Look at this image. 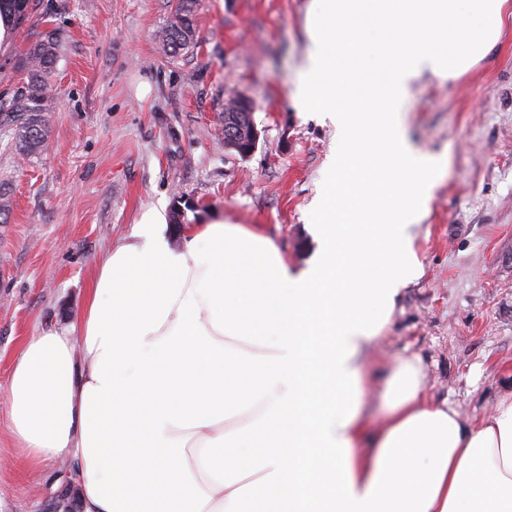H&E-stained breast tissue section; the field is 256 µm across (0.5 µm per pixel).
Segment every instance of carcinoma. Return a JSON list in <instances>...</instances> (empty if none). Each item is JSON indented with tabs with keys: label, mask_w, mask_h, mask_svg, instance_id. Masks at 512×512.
Masks as SVG:
<instances>
[{
	"label": "carcinoma",
	"mask_w": 512,
	"mask_h": 512,
	"mask_svg": "<svg viewBox=\"0 0 512 512\" xmlns=\"http://www.w3.org/2000/svg\"><path fill=\"white\" fill-rule=\"evenodd\" d=\"M194 37L190 0H178L174 20L162 32V40L176 52L188 48ZM56 57L55 44L48 41L35 46L30 52L28 72L31 90L0 113V126L12 130L13 144L20 155L29 156L45 144L47 112L53 92L51 75Z\"/></svg>",
	"instance_id": "carcinoma-1"
}]
</instances>
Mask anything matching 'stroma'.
Instances as JSON below:
<instances>
[{
	"mask_svg": "<svg viewBox=\"0 0 512 512\" xmlns=\"http://www.w3.org/2000/svg\"><path fill=\"white\" fill-rule=\"evenodd\" d=\"M177 0H30L0 44V107L28 87L29 51L57 46L46 143L19 158L0 141V512H44L57 465L24 474L7 390L23 345L77 322L104 254L149 210L187 200L190 224L222 218L270 237L295 266L311 258V211L338 155L334 128L299 103L311 0H194L195 40L160 39ZM249 100L259 131L224 145V107ZM409 139L446 155L418 227L417 279L370 350L382 380L418 361L423 395L479 423L512 395V21L459 78L427 77L403 104ZM259 141V132L251 119L247 135L244 139L239 140L234 135L224 138V145L235 149L242 156L250 155L257 147Z\"/></svg>",
	"mask_w": 512,
	"mask_h": 512,
	"instance_id": "35a3bbf8",
	"label": "stroma"
}]
</instances>
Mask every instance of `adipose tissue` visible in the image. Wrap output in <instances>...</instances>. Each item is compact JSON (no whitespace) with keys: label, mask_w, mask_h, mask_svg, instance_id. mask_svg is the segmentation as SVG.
Instances as JSON below:
<instances>
[{"label":"adipose tissue","mask_w":512,"mask_h":512,"mask_svg":"<svg viewBox=\"0 0 512 512\" xmlns=\"http://www.w3.org/2000/svg\"><path fill=\"white\" fill-rule=\"evenodd\" d=\"M512 0H314L299 99L340 156L291 266L274 241L215 219L172 246L151 211L100 263L77 325L29 341L6 396L25 467L69 461L82 512H512V398L479 424L386 379L369 345L419 271L413 230L444 172L401 117L425 74L452 79L499 40ZM270 437L287 452L259 454ZM160 454L150 468L141 460Z\"/></svg>","instance_id":"adipose-tissue-1"}]
</instances>
